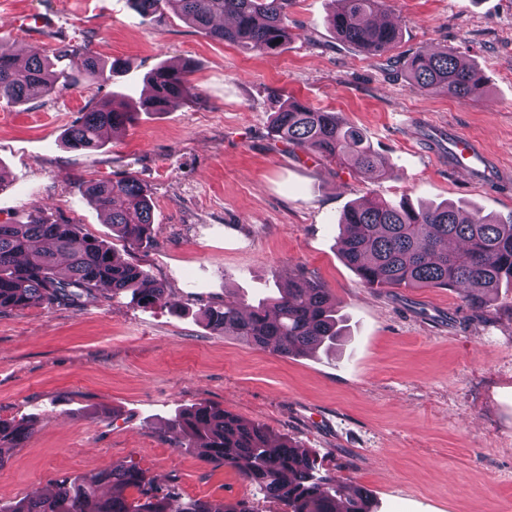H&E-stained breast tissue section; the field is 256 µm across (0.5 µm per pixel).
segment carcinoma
I'll return each instance as SVG.
<instances>
[{"mask_svg": "<svg viewBox=\"0 0 512 512\" xmlns=\"http://www.w3.org/2000/svg\"><path fill=\"white\" fill-rule=\"evenodd\" d=\"M141 18L152 20L172 9L186 23L220 42L259 52L275 51L290 37L288 10L295 0H130ZM327 22L338 40L368 54L393 50L400 29L376 18L382 0H340ZM55 57L75 62L78 71L110 79L117 62L105 66L88 49L63 45ZM409 85L422 95L443 93L455 99L483 95L485 77L448 48L419 50L397 60ZM150 98L145 112H164L197 98L184 69L170 65L148 76ZM68 79L54 69L46 50L36 48L24 60L0 40V100L29 101L65 89ZM136 109L112 102L91 109L65 133L73 149L100 147L109 130L135 120ZM276 135L321 158L348 164L361 179L379 176L382 160L362 131L340 113L316 111L290 99L274 113ZM86 196L104 211L112 231L135 249L151 237L152 207L133 175L90 182ZM340 251L369 288H455L476 313L485 312L499 288L512 286V218H475L462 206L416 208L371 197L343 212ZM129 296L140 306L170 303L168 288L144 265L128 261L74 224H57L40 216L22 224H0V311L42 305L82 310L101 299ZM336 298L311 278L300 275L279 289V297L249 304L226 299L205 305L201 316L213 331L241 336L260 349L283 357L314 352L336 341ZM185 445L207 464L237 470L266 495L284 502L289 512H370L368 493L348 490L319 475L309 457L289 442L274 447L268 431L220 407L194 405L171 421ZM34 422L22 418L0 423V446L19 445ZM133 488L138 498L104 495L101 487ZM12 512H253L239 501L215 508L201 499L187 501L161 493L147 472L120 464L90 477L66 479L46 497L17 502Z\"/></svg>", "mask_w": 512, "mask_h": 512, "instance_id": "1", "label": "carcinoma"}]
</instances>
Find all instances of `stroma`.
Returning <instances> with one entry per match:
<instances>
[{"instance_id":"stroma-1","label":"stroma","mask_w":512,"mask_h":512,"mask_svg":"<svg viewBox=\"0 0 512 512\" xmlns=\"http://www.w3.org/2000/svg\"><path fill=\"white\" fill-rule=\"evenodd\" d=\"M335 7L296 0L293 39L262 53L169 10L142 20L129 0H0V40L14 52L85 45L125 65L109 80L77 72L69 89L0 102V224L78 225L144 262L172 299L0 313V422L35 420L23 444L0 451V506L124 463L185 499L286 512L236 470L181 447L169 420L208 404L366 488L375 512H512V288L481 314L452 288H368L339 245L344 210L364 197L512 214V184L474 182L426 140L430 125L453 127L512 171V0H385L401 39L382 55L336 38L326 22ZM29 14L52 27H22ZM437 47L481 70L482 97L423 96L397 74L395 57ZM182 64L198 98L139 111L148 74ZM115 98L137 107L135 122L100 149L67 148L66 129ZM291 98L357 126L386 159L383 174L365 181L282 142L272 116ZM128 174L154 221L135 250L84 194L88 181ZM299 274L340 303L345 334L331 351L284 358L197 316L227 296H276Z\"/></svg>"}]
</instances>
